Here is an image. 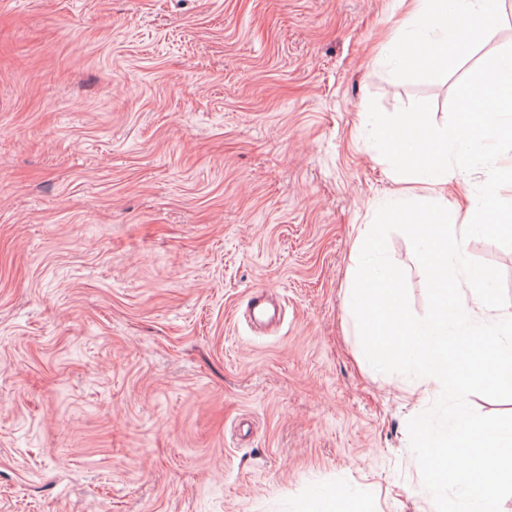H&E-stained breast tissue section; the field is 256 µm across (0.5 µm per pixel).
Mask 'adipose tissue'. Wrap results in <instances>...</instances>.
<instances>
[{
  "mask_svg": "<svg viewBox=\"0 0 512 512\" xmlns=\"http://www.w3.org/2000/svg\"><path fill=\"white\" fill-rule=\"evenodd\" d=\"M501 0H412L388 41L392 61L431 76L449 57L465 53L473 37L501 17Z\"/></svg>",
  "mask_w": 512,
  "mask_h": 512,
  "instance_id": "1",
  "label": "adipose tissue"
}]
</instances>
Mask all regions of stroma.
Returning a JSON list of instances; mask_svg holds the SVG:
<instances>
[{"instance_id": "35a3bbf8", "label": "stroma", "mask_w": 512, "mask_h": 512, "mask_svg": "<svg viewBox=\"0 0 512 512\" xmlns=\"http://www.w3.org/2000/svg\"><path fill=\"white\" fill-rule=\"evenodd\" d=\"M397 0H0V512H434L360 367L359 225L397 188L368 107L448 119L499 28L423 78ZM415 315L426 280L387 240ZM275 305L260 326L253 289ZM319 508V512H369L365 504L349 496L343 489L329 491L321 497Z\"/></svg>"}]
</instances>
